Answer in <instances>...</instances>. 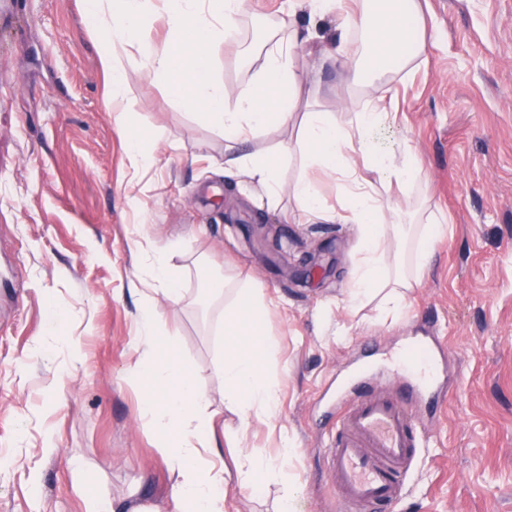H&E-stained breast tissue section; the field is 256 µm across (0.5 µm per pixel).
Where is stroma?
<instances>
[{
  "label": "stroma",
  "mask_w": 512,
  "mask_h": 512,
  "mask_svg": "<svg viewBox=\"0 0 512 512\" xmlns=\"http://www.w3.org/2000/svg\"><path fill=\"white\" fill-rule=\"evenodd\" d=\"M250 2L236 43L213 59L231 96L261 65L249 47L302 21L289 0ZM318 32L321 42L294 50L299 111L382 100L398 119L379 145L411 147L428 182L403 208L443 217L395 319L377 301L349 303L354 225L304 224L290 192L272 209L259 189L227 187L211 166L223 137L146 80L130 48L123 109L154 156L136 164L107 110L84 0H0V512H89L94 497L115 512L164 507L171 481L138 418L150 384L131 341L141 312L158 308L169 352L221 407L224 325L201 299L213 265L262 286L264 329L279 343L280 403L242 437L225 412L223 456L242 442L284 461L299 512H338L320 454L337 384L436 336L446 395L422 412L427 446L395 512H512V0H427L424 52L369 88L321 61L335 13ZM160 254L183 271L180 302L149 278ZM226 479L225 512H276L280 485L253 495L235 472Z\"/></svg>",
  "instance_id": "stroma-1"
}]
</instances>
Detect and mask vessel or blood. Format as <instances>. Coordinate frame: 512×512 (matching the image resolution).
Masks as SVG:
<instances>
[{"instance_id":"b4317fda","label":"vessel or blood","mask_w":512,"mask_h":512,"mask_svg":"<svg viewBox=\"0 0 512 512\" xmlns=\"http://www.w3.org/2000/svg\"><path fill=\"white\" fill-rule=\"evenodd\" d=\"M438 349L430 340L397 352L394 392H374L369 374L337 396L322 453L323 476L340 512H392L400 502L409 468L425 445L416 406L443 390Z\"/></svg>"}]
</instances>
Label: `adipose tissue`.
<instances>
[{
  "label": "adipose tissue",
  "mask_w": 512,
  "mask_h": 512,
  "mask_svg": "<svg viewBox=\"0 0 512 512\" xmlns=\"http://www.w3.org/2000/svg\"><path fill=\"white\" fill-rule=\"evenodd\" d=\"M166 6L169 40L157 47L146 25L156 2ZM310 18L336 11L339 36L324 47L326 59L341 63L349 79L373 77L400 70L425 48L419 37V0H356L342 9L340 0H307ZM248 0H86V9L101 44L100 62L112 79V97L123 96L124 70L121 51L135 48L143 74L163 81L179 92V102L202 117L224 137L225 174L259 184L269 201H276L283 185L278 157H300V174L291 183V194L302 215L310 221L354 224L360 248L350 285V299L360 303L380 294L385 311L398 314L409 281L402 270H387L384 260L392 240L404 237L406 214L388 188L422 183L418 157L409 149L379 150L373 134L396 120L395 113L369 103L356 112L338 104L332 112H307L300 122L302 138L297 147L277 145L261 154L241 150V143L270 127L293 119L300 76L293 63L297 34L267 49L251 87L229 98L211 67V58L226 43L236 41L238 23ZM362 35V49L351 55L347 39ZM375 179H368V172ZM332 179L340 188V210L324 207L316 175ZM267 310L262 288H239L224 307V334L229 352L216 369L224 381V405L238 418L239 433L252 420L271 418L276 410L280 384L265 377L262 365L278 350L276 340L264 333L260 321ZM160 312L145 309L138 323L133 347L142 377L153 381L143 399L140 419L156 436L155 451L169 467V512H224V469L216 412L210 411L207 395L194 374L174 357H161L164 340L157 334ZM239 484L258 493L267 484L283 487L279 512H297V490L290 487L282 465L252 448L236 451Z\"/></svg>",
  "instance_id": "obj_1"
}]
</instances>
